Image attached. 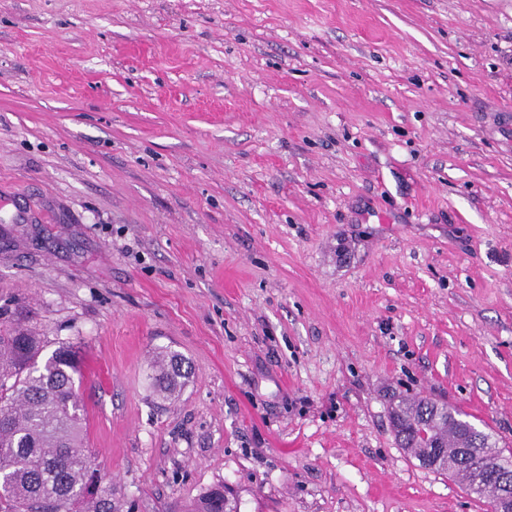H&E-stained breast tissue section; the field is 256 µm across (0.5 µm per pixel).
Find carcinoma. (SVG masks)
Masks as SVG:
<instances>
[{"label":"carcinoma","mask_w":512,"mask_h":512,"mask_svg":"<svg viewBox=\"0 0 512 512\" xmlns=\"http://www.w3.org/2000/svg\"><path fill=\"white\" fill-rule=\"evenodd\" d=\"M42 338L19 324H0V512H114L112 486L91 491L100 473L88 448L85 419L76 390L81 375L80 350L63 342L44 362H38ZM157 391L165 399L179 393L189 377L184 359L175 352L159 355ZM422 400L395 410L393 425L399 446L418 461L426 459L419 438L425 422ZM431 441L453 453L475 440L488 441L497 459L512 451L500 448L491 435L453 416L435 426ZM239 512L235 500H224V486L211 489L192 512Z\"/></svg>","instance_id":"1"}]
</instances>
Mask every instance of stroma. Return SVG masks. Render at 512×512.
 Returning <instances> with one entry per match:
<instances>
[{
    "instance_id": "1",
    "label": "stroma",
    "mask_w": 512,
    "mask_h": 512,
    "mask_svg": "<svg viewBox=\"0 0 512 512\" xmlns=\"http://www.w3.org/2000/svg\"><path fill=\"white\" fill-rule=\"evenodd\" d=\"M2 312L117 512H489L392 411L512 446V0H0ZM158 358L157 391L163 398L172 399L180 391L181 379H187L189 372L184 369V359L175 352H161Z\"/></svg>"
}]
</instances>
